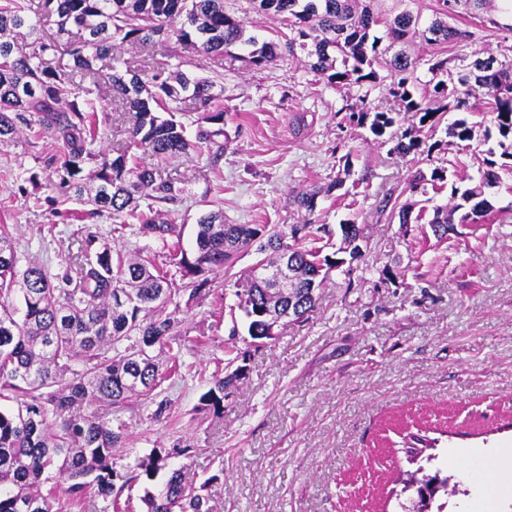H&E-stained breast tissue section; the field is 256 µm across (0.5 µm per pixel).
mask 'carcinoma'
<instances>
[{
  "label": "carcinoma",
  "instance_id": "cac0c4a2",
  "mask_svg": "<svg viewBox=\"0 0 512 512\" xmlns=\"http://www.w3.org/2000/svg\"><path fill=\"white\" fill-rule=\"evenodd\" d=\"M253 10L288 30L279 39L263 42L246 36L243 18L224 8V0H0V146L50 139L55 152L38 158L45 178L59 196L47 199L62 220L105 213L119 221L112 232L132 225L146 238L162 242V251L146 257L112 256L91 233L76 239L71 257L77 277L51 274L30 264L18 269L20 258L9 230L0 225V512H53L58 494L82 509L91 495L109 497L121 474L113 467L112 448L126 436V424L112 423L92 410L106 401L123 409L131 399H147L181 373L174 349L181 348L175 298L196 302L210 285L209 275L229 272L241 254L256 249L280 253L287 233L269 224H226L224 212L203 213L196 224L194 247L181 246L182 226L172 210L185 199L178 178L159 166L130 161L129 151L142 150L167 159L205 151L217 158L224 145V106L209 78L180 73L175 83L165 77L166 64L143 79L130 65L112 63L115 48L147 45L156 39L175 41L202 55H221L229 48L248 50V61L267 66L285 54L304 55L310 72L335 87L370 89L389 79L387 94L418 118L420 124L439 123L448 106L461 113L448 127V145L474 139L476 123L470 98L479 92L497 130L500 164L493 151L482 164L479 180L451 184L450 206L437 207L428 221L433 236L444 239L448 225L478 224L492 216L488 190L501 183L499 171L512 170V57L486 58L478 53L446 56L442 48L458 46L471 32L457 25L464 19L512 33V0H438L441 17L423 26L420 16L403 8L386 13L375 0H250ZM57 19V31L46 39L38 34V12ZM385 29L382 37L375 35ZM34 38L27 53L18 40ZM419 41L426 56H411L399 44ZM425 65L432 78L421 84L417 69ZM387 72L381 77L380 72ZM189 97L199 105L194 137L176 119L172 103ZM133 112L127 142L110 156L97 148L104 135L98 113L112 111L115 100ZM348 120L369 125L377 138L389 136L392 151L422 154L421 142L393 127L399 113L372 112L366 96L348 108ZM444 188L445 170L430 176L418 170L401 193L415 194L426 181ZM336 185L294 196V204L315 213L318 197ZM81 209H61L68 201ZM293 243L288 262L295 275L286 284L249 273L238 296L248 335L269 336L263 313L269 306L298 321L311 312L317 290L325 280L322 268L335 265L317 245L332 236L328 224L291 227ZM247 352L227 359L224 376L214 380L202 397L204 408L224 410V398L247 372ZM406 454L416 457L431 447V438L416 434L405 441ZM168 456L153 450L138 460L135 474L150 479L167 466ZM203 487L175 469L164 489L146 492V512H210ZM456 494L448 477L419 481L408 512H431L437 497Z\"/></svg>",
  "mask_w": 512,
  "mask_h": 512
}]
</instances>
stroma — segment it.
Segmentation results:
<instances>
[{
    "instance_id": "obj_1",
    "label": "stroma",
    "mask_w": 512,
    "mask_h": 512,
    "mask_svg": "<svg viewBox=\"0 0 512 512\" xmlns=\"http://www.w3.org/2000/svg\"><path fill=\"white\" fill-rule=\"evenodd\" d=\"M181 59V70L217 80L228 137L218 163L205 155L166 161L187 191L172 208L184 248L204 211L219 207L228 223L286 230L306 218L293 195L330 185L313 217L333 227L323 252L343 265L321 286L307 320L278 327L258 349L235 295L254 254L212 275L209 295L176 314L182 378L165 383L156 402L133 399L119 411L96 405L128 426L125 443L112 450L117 471L155 448L170 452L168 468L147 483L116 481L112 498H96L91 512L117 505L143 512L145 491L159 492L182 466L209 481L212 512H402L407 495L398 476L416 468L402 441L418 429L438 441L427 470L460 484L446 512H467L478 487L450 461V449L512 448V175L491 191L496 219L441 242L428 224L402 226L381 200L419 169L479 179L483 158L497 147L485 136L489 116L476 107L473 141L454 148L447 129L455 113L433 127L402 119L400 129L427 153L418 162L393 153L368 127L342 122L339 111L355 104L358 86H330L295 58L262 68L240 50L218 57L185 50ZM54 150L48 139L35 149L0 150V224L18 238L21 264L63 273L83 232L116 253L161 250L129 232L113 236L111 215L56 223L23 197L19 179L38 171L37 153ZM347 221L361 229L355 258L337 231ZM229 342L251 358L216 415L201 409L200 397Z\"/></svg>"
}]
</instances>
